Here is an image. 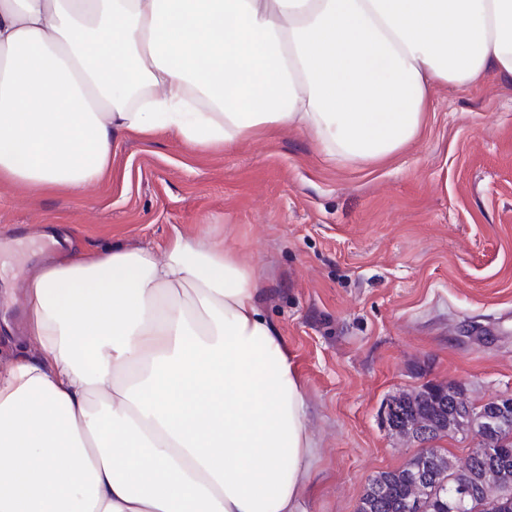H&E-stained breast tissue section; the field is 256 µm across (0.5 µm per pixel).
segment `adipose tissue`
I'll return each mask as SVG.
<instances>
[{
	"label": "adipose tissue",
	"mask_w": 512,
	"mask_h": 512,
	"mask_svg": "<svg viewBox=\"0 0 512 512\" xmlns=\"http://www.w3.org/2000/svg\"><path fill=\"white\" fill-rule=\"evenodd\" d=\"M512 81V0H0V183L82 190L124 136L268 127L332 161ZM0 360V512H300L301 379L255 267L173 231L34 266Z\"/></svg>",
	"instance_id": "adipose-tissue-1"
}]
</instances>
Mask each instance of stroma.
I'll return each instance as SVG.
<instances>
[{"label":"stroma","instance_id":"35a3bbf8","mask_svg":"<svg viewBox=\"0 0 512 512\" xmlns=\"http://www.w3.org/2000/svg\"><path fill=\"white\" fill-rule=\"evenodd\" d=\"M176 229L256 268L303 382L302 512H356L371 476L420 452L388 429L393 395H512L511 81L434 89L421 137L382 163L328 160L288 128L205 150L134 134L82 192L0 184V277L18 290L44 257L158 251Z\"/></svg>","mask_w":512,"mask_h":512}]
</instances>
